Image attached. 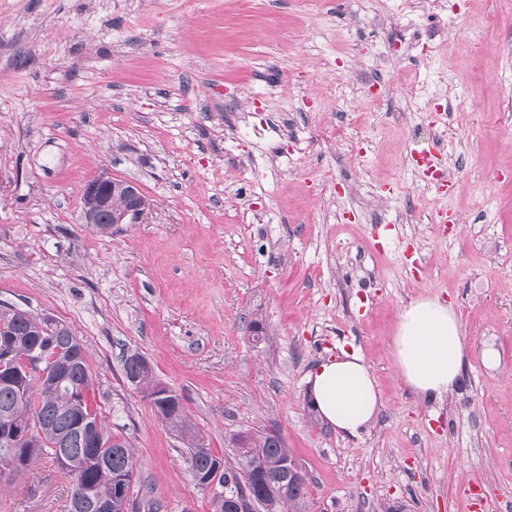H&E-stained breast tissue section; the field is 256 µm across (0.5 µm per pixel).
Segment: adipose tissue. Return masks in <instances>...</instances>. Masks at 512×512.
Here are the masks:
<instances>
[{"instance_id":"1","label":"adipose tissue","mask_w":512,"mask_h":512,"mask_svg":"<svg viewBox=\"0 0 512 512\" xmlns=\"http://www.w3.org/2000/svg\"><path fill=\"white\" fill-rule=\"evenodd\" d=\"M390 347L403 385L434 399L454 390L469 351L455 309L431 297L401 309ZM307 381L314 410L342 436H360L382 407L379 383L360 354L344 351L317 364Z\"/></svg>"}]
</instances>
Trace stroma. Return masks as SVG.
Instances as JSON below:
<instances>
[{
    "instance_id": "stroma-1",
    "label": "stroma",
    "mask_w": 512,
    "mask_h": 512,
    "mask_svg": "<svg viewBox=\"0 0 512 512\" xmlns=\"http://www.w3.org/2000/svg\"><path fill=\"white\" fill-rule=\"evenodd\" d=\"M377 56L393 83L373 92ZM435 142L446 192L411 162ZM104 174L146 196L141 223H82ZM423 297L452 303L472 346L439 401L390 353ZM0 305L84 342L105 424L139 459L132 498L160 512H211L210 495L125 380L133 353L222 460L230 434L277 429L308 512H461L472 478L512 507V7L0 0ZM257 314L270 342L252 340ZM343 350L382 392L356 438L307 393ZM69 510L52 462L0 482V512Z\"/></svg>"
}]
</instances>
